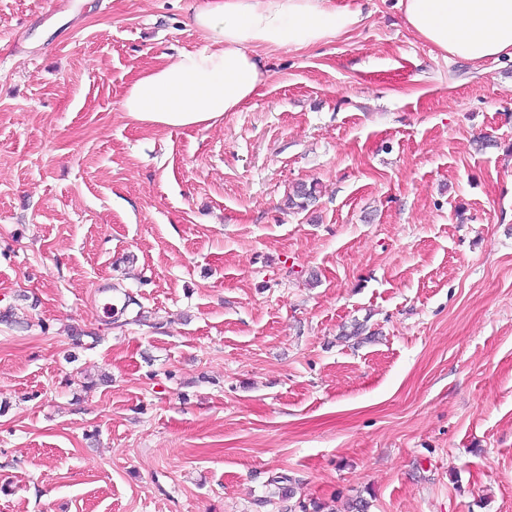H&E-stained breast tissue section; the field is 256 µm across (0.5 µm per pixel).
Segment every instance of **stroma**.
Segmentation results:
<instances>
[{"label":"stroma","instance_id":"stroma-1","mask_svg":"<svg viewBox=\"0 0 512 512\" xmlns=\"http://www.w3.org/2000/svg\"><path fill=\"white\" fill-rule=\"evenodd\" d=\"M201 2L0 0V512H512V58L334 0L222 123H132Z\"/></svg>","mask_w":512,"mask_h":512}]
</instances>
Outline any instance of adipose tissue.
<instances>
[{
  "instance_id": "adipose-tissue-1",
  "label": "adipose tissue",
  "mask_w": 512,
  "mask_h": 512,
  "mask_svg": "<svg viewBox=\"0 0 512 512\" xmlns=\"http://www.w3.org/2000/svg\"><path fill=\"white\" fill-rule=\"evenodd\" d=\"M411 30L466 61L512 58V0H400ZM360 12L331 0H205L191 17L210 41L140 72L121 108L134 123L211 127L240 111L265 80L261 51L303 49L352 31Z\"/></svg>"
}]
</instances>
